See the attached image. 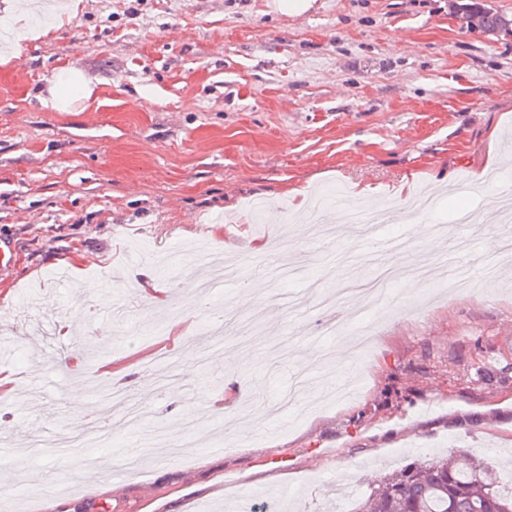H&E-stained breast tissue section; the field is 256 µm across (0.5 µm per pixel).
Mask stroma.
Listing matches in <instances>:
<instances>
[{"label": "stroma", "mask_w": 512, "mask_h": 512, "mask_svg": "<svg viewBox=\"0 0 512 512\" xmlns=\"http://www.w3.org/2000/svg\"><path fill=\"white\" fill-rule=\"evenodd\" d=\"M277 2L0 0V239L15 248L0 267V476L26 464L0 512H271L282 490L295 512H352L412 461L512 460V265L494 260L512 167L487 165L512 152V33L486 32L460 0H314L300 16ZM65 67L95 90L61 112L44 99ZM365 185L394 216L381 234L410 232L408 250L358 239L351 202ZM294 186L341 192L321 214L337 236H310ZM257 201L277 224L255 220ZM463 207L475 223H457ZM276 237L305 278L280 279V260L253 253ZM465 237L494 282L390 285L365 359L351 307L332 330L313 303L293 315L275 297L379 265L450 267ZM198 242L234 246L244 287L200 290L185 253ZM156 252L176 259L158 277L161 312L133 286ZM189 296L202 312L187 313ZM88 342L96 356L58 389L57 359ZM229 380L235 415L255 422L248 451L182 430ZM92 417L108 447L77 446ZM132 453L138 475L112 485Z\"/></svg>", "instance_id": "35a3bbf8"}]
</instances>
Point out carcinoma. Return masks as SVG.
I'll list each match as a JSON object with an SVG mask.
<instances>
[{"mask_svg":"<svg viewBox=\"0 0 512 512\" xmlns=\"http://www.w3.org/2000/svg\"><path fill=\"white\" fill-rule=\"evenodd\" d=\"M484 27L508 30L509 19L493 15L476 0L459 5ZM355 512H512V491L502 490V473L487 463L467 465L450 454L410 463L357 500Z\"/></svg>","mask_w":512,"mask_h":512,"instance_id":"carcinoma-1","label":"carcinoma"}]
</instances>
